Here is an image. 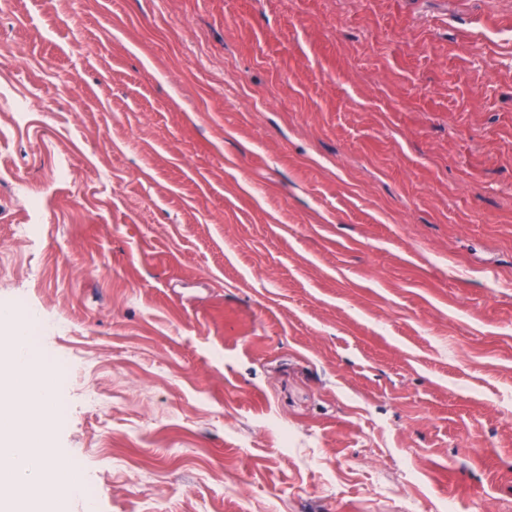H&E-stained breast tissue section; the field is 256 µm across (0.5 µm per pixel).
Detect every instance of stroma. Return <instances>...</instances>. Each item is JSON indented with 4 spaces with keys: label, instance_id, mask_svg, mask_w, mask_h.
Here are the masks:
<instances>
[{
    "label": "stroma",
    "instance_id": "stroma-1",
    "mask_svg": "<svg viewBox=\"0 0 512 512\" xmlns=\"http://www.w3.org/2000/svg\"><path fill=\"white\" fill-rule=\"evenodd\" d=\"M20 300L65 512H512V0H0Z\"/></svg>",
    "mask_w": 512,
    "mask_h": 512
}]
</instances>
